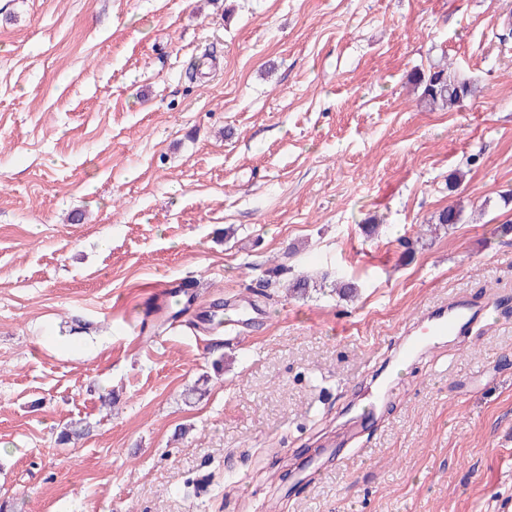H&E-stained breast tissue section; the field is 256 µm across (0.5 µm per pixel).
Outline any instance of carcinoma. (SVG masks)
<instances>
[{
  "instance_id": "1",
  "label": "carcinoma",
  "mask_w": 512,
  "mask_h": 512,
  "mask_svg": "<svg viewBox=\"0 0 512 512\" xmlns=\"http://www.w3.org/2000/svg\"><path fill=\"white\" fill-rule=\"evenodd\" d=\"M415 85L420 89V102L431 111L451 110L477 91L470 77L446 63H438L426 73H417Z\"/></svg>"
}]
</instances>
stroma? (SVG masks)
<instances>
[{"instance_id":"stroma-1","label":"stroma","mask_w":512,"mask_h":512,"mask_svg":"<svg viewBox=\"0 0 512 512\" xmlns=\"http://www.w3.org/2000/svg\"><path fill=\"white\" fill-rule=\"evenodd\" d=\"M439 62L478 92L430 112ZM510 190L512 0H0V503L512 512ZM484 312L473 309L462 294H457L443 304L427 311L421 317L422 334L418 339L406 340L399 354V361L406 365L426 347H435L439 342L463 336L475 323L481 321Z\"/></svg>"}]
</instances>
